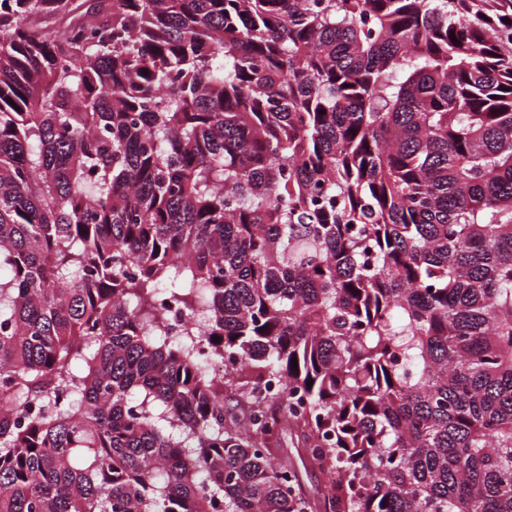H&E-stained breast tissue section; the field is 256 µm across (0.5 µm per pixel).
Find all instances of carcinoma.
<instances>
[{"mask_svg": "<svg viewBox=\"0 0 512 512\" xmlns=\"http://www.w3.org/2000/svg\"><path fill=\"white\" fill-rule=\"evenodd\" d=\"M323 501L512 512V0H0V512ZM288 455L293 458L301 471L302 486L306 492H313L325 484V477L317 467L310 465L308 462H306L305 466L301 464L297 450L292 445L289 437Z\"/></svg>", "mask_w": 512, "mask_h": 512, "instance_id": "cac0c4a2", "label": "carcinoma"}]
</instances>
